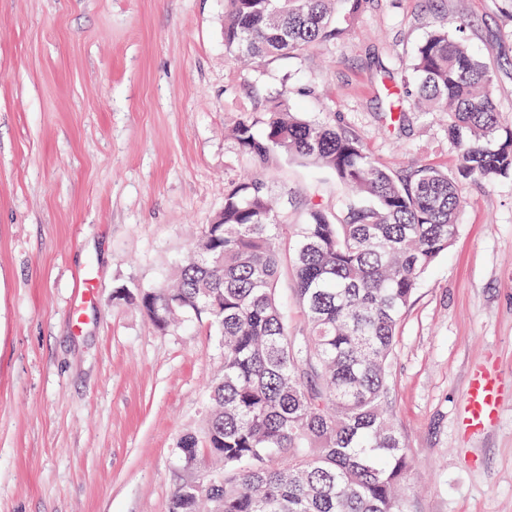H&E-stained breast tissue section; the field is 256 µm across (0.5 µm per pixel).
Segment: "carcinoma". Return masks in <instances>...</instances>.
Returning a JSON list of instances; mask_svg holds the SVG:
<instances>
[{"label": "carcinoma", "mask_w": 512, "mask_h": 512, "mask_svg": "<svg viewBox=\"0 0 512 512\" xmlns=\"http://www.w3.org/2000/svg\"><path fill=\"white\" fill-rule=\"evenodd\" d=\"M224 47L260 60L297 55L336 38L335 7L353 16L369 0H227ZM448 19L435 17L418 45L412 83L390 93L448 113L455 175L434 167L393 174L361 140L307 120L276 101L244 116L232 135L265 169L299 160L347 189L342 220L311 200L288 232L259 177L224 187V209L205 226L171 287L138 288L162 330L179 317L209 318L222 373L208 387L203 437L182 436L183 466L208 459L214 483L179 484L169 512H405L399 494L411 469L387 410L398 325L421 276L448 251L465 204L462 186L512 178V127L491 95L493 71L472 55ZM291 263L304 319L294 333L276 289Z\"/></svg>", "instance_id": "obj_1"}]
</instances>
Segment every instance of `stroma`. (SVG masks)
Here are the masks:
<instances>
[{
  "instance_id": "obj_1",
  "label": "stroma",
  "mask_w": 512,
  "mask_h": 512,
  "mask_svg": "<svg viewBox=\"0 0 512 512\" xmlns=\"http://www.w3.org/2000/svg\"><path fill=\"white\" fill-rule=\"evenodd\" d=\"M226 0H0V512H168L191 478L221 368L207 320L158 329L128 292L172 276L252 164L230 134L287 101L355 133L393 173L455 172L447 121L384 113L431 14L465 19L512 124V0H371L340 36L245 66L224 49ZM279 221L307 201L340 217L332 175L264 172ZM458 234L398 330L389 410L411 459L407 512H512V179L465 185ZM501 414L460 425L477 366Z\"/></svg>"
}]
</instances>
